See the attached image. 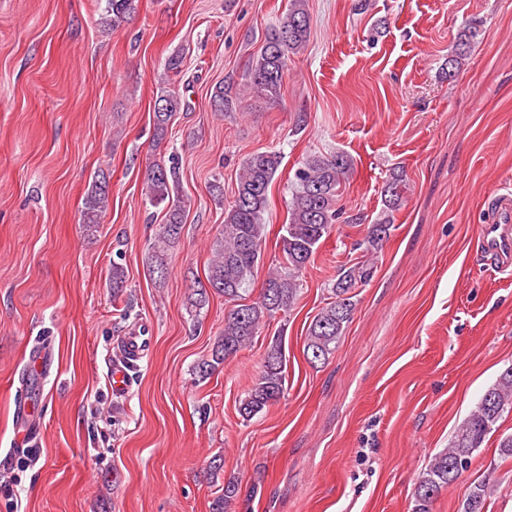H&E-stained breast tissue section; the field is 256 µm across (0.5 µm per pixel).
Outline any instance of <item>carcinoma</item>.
I'll return each mask as SVG.
<instances>
[{
  "label": "carcinoma",
  "mask_w": 512,
  "mask_h": 512,
  "mask_svg": "<svg viewBox=\"0 0 512 512\" xmlns=\"http://www.w3.org/2000/svg\"><path fill=\"white\" fill-rule=\"evenodd\" d=\"M99 24L117 29L136 13L138 0H104ZM309 15L306 0H291L290 8L264 37L261 52L242 76L243 86L256 89L275 101L288 74L290 55L304 47L309 33ZM477 37L476 28L465 25L456 35L455 53L448 57L446 74L455 75L465 61ZM216 112H234L240 97L219 85L211 95ZM178 93L163 90L154 105V128L158 139H163L170 121L181 110ZM282 163L276 152H257L248 155L239 176L235 198L224 210V229L211 246L206 281L193 284L196 298L191 306L206 302L207 289L236 301L261 261V246L266 234L264 214L268 190ZM352 168V160L343 153L313 155L295 172V190L289 206L288 223L283 225L282 265L271 270L259 300L235 305L224 318V332L214 342L211 357L198 363L196 372L201 378L210 376L220 365L251 346L261 326L276 314L287 313L299 292V277L311 262L322 240L339 219V188ZM174 172L158 161L146 168L145 196L149 203L166 204L165 222L160 226L149 257V271L161 269L169 244L181 233L185 206L172 201ZM406 180L396 173L384 188V209L376 223L368 225L363 240L369 249H377L390 237L393 212L404 193ZM110 201L107 175L101 174L89 184L84 199L82 223L99 224L106 215ZM367 264L344 268L331 290L334 300L321 308L309 327L304 353L309 362L324 364L339 343L354 311L355 289L370 278ZM287 357L283 337L275 336L263 355L262 369L253 386L242 400L240 413L246 419L263 413L279 402L286 390ZM512 411V367L506 368L482 395L467 419L456 430L448 448L436 455L419 474L415 488L414 512H431L438 495L453 485L472 465L475 452L481 448L486 436L496 431L503 414ZM238 493V483L229 480L224 491L215 498L212 512H227ZM491 493L489 485L479 483L463 502L462 512H485Z\"/></svg>",
  "instance_id": "carcinoma-1"
}]
</instances>
